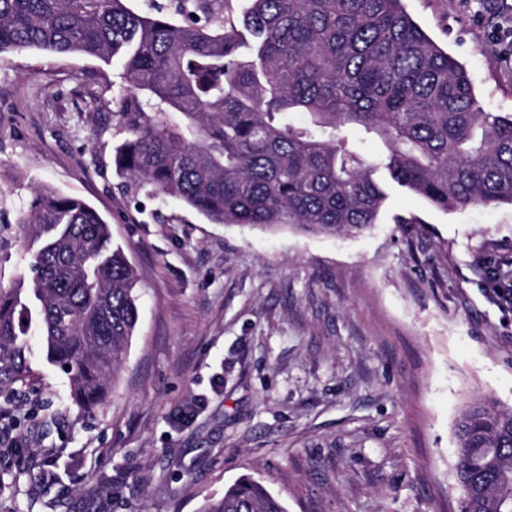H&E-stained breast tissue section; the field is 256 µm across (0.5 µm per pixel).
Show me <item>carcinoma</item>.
<instances>
[{
	"label": "carcinoma",
	"mask_w": 512,
	"mask_h": 512,
	"mask_svg": "<svg viewBox=\"0 0 512 512\" xmlns=\"http://www.w3.org/2000/svg\"><path fill=\"white\" fill-rule=\"evenodd\" d=\"M229 2L178 8L212 17ZM250 2L244 29L226 17L214 30L137 14L125 0H0V52L122 58L117 173L213 224L360 232L389 180L445 210L512 205V113L483 107L402 0ZM350 130L387 152L366 155ZM22 223L42 244L28 287L0 288V392L30 381L35 337L68 375L73 403L91 411L138 324L134 269L80 198L36 188ZM456 436L461 512H512V409L476 397ZM201 512L287 510L244 476Z\"/></svg>",
	"instance_id": "obj_1"
}]
</instances>
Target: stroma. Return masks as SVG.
Masks as SVG:
<instances>
[{"label": "stroma", "mask_w": 512, "mask_h": 512, "mask_svg": "<svg viewBox=\"0 0 512 512\" xmlns=\"http://www.w3.org/2000/svg\"><path fill=\"white\" fill-rule=\"evenodd\" d=\"M512 113L500 0H403ZM119 61L0 53V287L29 277L19 219L47 186L83 199L134 266L140 316L120 378L85 412L40 355L11 403L28 473L0 512H201L253 476L287 512H459L455 423L512 408V206L443 210L389 185L358 234L213 224L117 175ZM93 88L106 101L88 113ZM51 467L52 483L39 472Z\"/></svg>", "instance_id": "1"}]
</instances>
